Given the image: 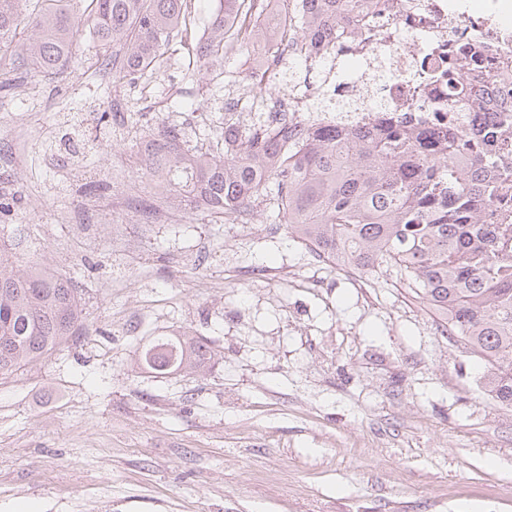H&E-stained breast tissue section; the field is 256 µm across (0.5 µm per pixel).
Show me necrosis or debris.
<instances>
[{
  "label": "necrosis or debris",
  "mask_w": 512,
  "mask_h": 512,
  "mask_svg": "<svg viewBox=\"0 0 512 512\" xmlns=\"http://www.w3.org/2000/svg\"><path fill=\"white\" fill-rule=\"evenodd\" d=\"M512 57V0H376L357 21L336 26L334 95H359L368 70L384 61V74L357 112L320 115L324 124L362 130L405 127L427 136L455 126L488 152L505 127L501 108L512 105V66L483 71L484 99L465 112H449V96L464 93L472 53ZM356 75H348L347 66Z\"/></svg>",
  "instance_id": "obj_1"
}]
</instances>
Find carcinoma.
<instances>
[{"label": "carcinoma", "mask_w": 512, "mask_h": 512, "mask_svg": "<svg viewBox=\"0 0 512 512\" xmlns=\"http://www.w3.org/2000/svg\"><path fill=\"white\" fill-rule=\"evenodd\" d=\"M191 0H0V44L13 42L28 4L37 35L16 47L27 69L52 74L72 57L76 34L88 26L102 47H119L112 77L130 80L159 61L170 38H195L187 26ZM259 0H216L209 36L195 45L207 69L275 33L298 39L306 63L327 55L336 23L356 0H310L288 9L273 27L258 15ZM498 152L478 155L453 131L424 138L410 129L364 132L311 126L290 142L267 128L248 134L224 127V151L189 146L186 130L168 125L135 169L156 188L183 196L211 216L246 220L271 196L289 234L327 260L369 274L389 270L448 325L459 342L490 367L489 392L512 406V229L497 223L499 196L512 182L499 171ZM0 252V374L36 362L83 335L72 278L48 269L10 270ZM211 359L208 344L181 335L157 340L138 362L157 374L196 372Z\"/></svg>", "instance_id": "carcinoma-1"}]
</instances>
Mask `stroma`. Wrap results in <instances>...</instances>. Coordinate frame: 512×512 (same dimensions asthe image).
Masks as SVG:
<instances>
[{"label":"stroma","instance_id":"obj_1","mask_svg":"<svg viewBox=\"0 0 512 512\" xmlns=\"http://www.w3.org/2000/svg\"><path fill=\"white\" fill-rule=\"evenodd\" d=\"M193 47L121 81L85 32L51 75L0 50V245L71 276L88 327L0 375V512H512V406L392 272L315 260L272 203L228 224L137 177L159 127L219 150L333 68L283 59L262 94L254 53ZM171 334L207 341L202 371L138 368Z\"/></svg>","mask_w":512,"mask_h":512}]
</instances>
